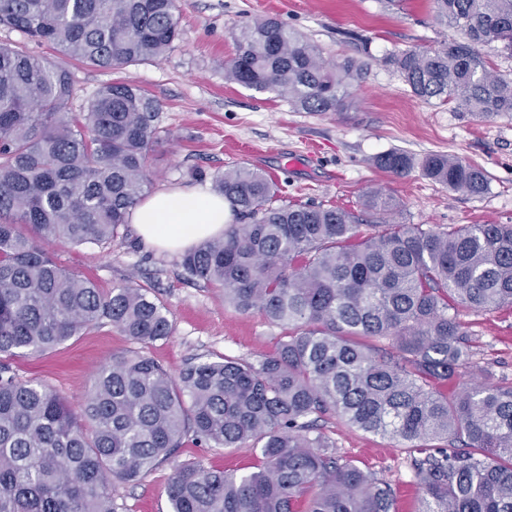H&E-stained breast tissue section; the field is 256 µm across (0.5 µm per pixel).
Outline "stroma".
<instances>
[{"label":"stroma","instance_id":"35a3bbf8","mask_svg":"<svg viewBox=\"0 0 512 512\" xmlns=\"http://www.w3.org/2000/svg\"><path fill=\"white\" fill-rule=\"evenodd\" d=\"M254 18L283 22L317 45L329 63L346 56L368 61L364 79L350 88L352 108L302 112L275 94L225 80L224 63L237 50L234 34ZM178 22L181 37L160 60L112 71L83 64L70 68L73 111H82L93 92L117 80L158 100L161 132L148 159L150 193L173 188L209 193L216 176L246 166L271 176L283 200L352 212L364 236L374 231V218L364 207L374 189L395 202L396 224H512V114L482 119L449 104L423 102L386 61L394 51L435 49L455 39L437 20L430 0H403L398 7L389 0H179ZM392 149L417 157L444 153L478 165L488 174L489 189L466 195L417 171L395 176L373 165V157ZM51 251L65 268L106 292L136 276L173 322L172 335L150 345L106 321L54 351L11 360L18 379L46 383L74 409L86 401L93 372L116 355H147L176 377L196 358L226 355L253 362L285 339V330L258 311L238 312L217 288L191 279L182 251L148 245L134 224L120 227L109 244L60 242ZM460 320L477 338L478 359L497 378L512 382V309L464 312ZM324 427L338 456L391 488L394 512H418L421 493L406 450L334 416ZM258 462L259 452L251 446L210 448L189 434L171 459L136 483L116 485L113 494L122 512H168L165 488L176 467L200 464L245 473Z\"/></svg>","mask_w":512,"mask_h":512}]
</instances>
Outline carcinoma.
<instances>
[{
    "label": "carcinoma",
    "mask_w": 512,
    "mask_h": 512,
    "mask_svg": "<svg viewBox=\"0 0 512 512\" xmlns=\"http://www.w3.org/2000/svg\"><path fill=\"white\" fill-rule=\"evenodd\" d=\"M432 3L464 40L398 51L389 64L426 102L512 113V78L477 50L497 41L512 52V0ZM178 11V0H0V26L59 54L0 45V359L54 350L103 320L143 344L171 335L148 289L105 293L47 247L112 242L150 187L159 135L160 104L135 84H104L72 111L70 64L159 60L179 37ZM363 75L357 59L331 65L270 18L240 26L224 65L227 80L303 112L348 109ZM372 162L468 195L489 186L482 168L444 154L393 149ZM215 190L234 222L182 266L287 340L256 363L191 362L177 379L150 357L116 356L79 413L0 363V512H120L111 487L170 458L187 432L209 448L258 446L262 461L242 475L175 468L168 512H392L390 488L336 455L320 424L331 415L408 451L421 512H512V385L477 361L457 319L512 307V224H391L393 199L374 190L379 229L362 237L348 211L281 204L276 184L246 166L225 170ZM383 339L390 348L375 345Z\"/></svg>",
    "instance_id": "cac0c4a2"
}]
</instances>
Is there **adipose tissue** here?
Returning <instances> with one entry per match:
<instances>
[{
	"instance_id": "adipose-tissue-1",
	"label": "adipose tissue",
	"mask_w": 512,
	"mask_h": 512,
	"mask_svg": "<svg viewBox=\"0 0 512 512\" xmlns=\"http://www.w3.org/2000/svg\"><path fill=\"white\" fill-rule=\"evenodd\" d=\"M129 219L146 243L181 249L223 235L233 215L223 197L175 188L140 200L131 209Z\"/></svg>"
}]
</instances>
